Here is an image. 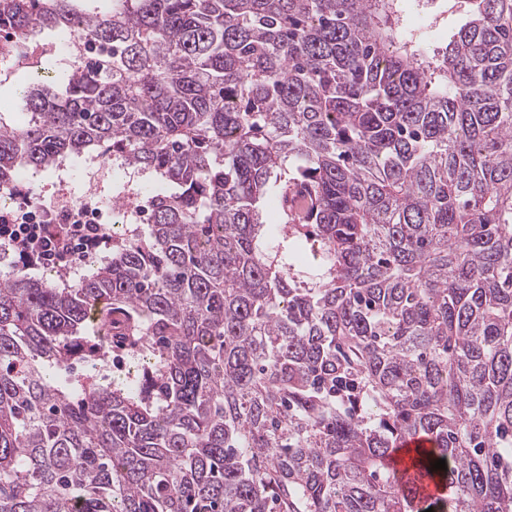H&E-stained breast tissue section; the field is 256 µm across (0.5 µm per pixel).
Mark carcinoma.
I'll use <instances>...</instances> for the list:
<instances>
[{
    "mask_svg": "<svg viewBox=\"0 0 512 512\" xmlns=\"http://www.w3.org/2000/svg\"><path fill=\"white\" fill-rule=\"evenodd\" d=\"M82 2L0 0L64 80L0 186L96 152L153 195L78 281L0 278V512H420L415 437L439 512H512V0L434 48L402 0Z\"/></svg>",
    "mask_w": 512,
    "mask_h": 512,
    "instance_id": "cac0c4a2",
    "label": "carcinoma"
}]
</instances>
